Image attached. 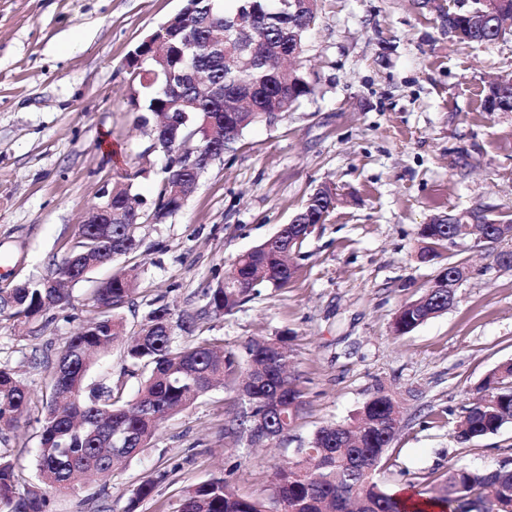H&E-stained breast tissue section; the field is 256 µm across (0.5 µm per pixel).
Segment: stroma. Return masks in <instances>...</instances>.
Masks as SVG:
<instances>
[{"label":"stroma","mask_w":512,"mask_h":512,"mask_svg":"<svg viewBox=\"0 0 512 512\" xmlns=\"http://www.w3.org/2000/svg\"><path fill=\"white\" fill-rule=\"evenodd\" d=\"M456 0H318L317 25L298 60L313 95L274 124L244 132L213 161L183 209L141 225L130 256L93 271L65 310L20 328L0 313V363L13 367L29 404L0 428L19 495L46 512H127L134 487L158 483L136 512H176L195 484L225 478L243 496L269 499L274 472L320 426L349 419L376 391L399 402L401 429L377 472L392 492L430 487L452 466L484 469L512 459V426L457 442L455 431L487 374L512 361V267L492 245L464 241L422 262L417 232L463 208L512 215V112L483 111L484 87L512 80V36L464 46L448 36ZM182 0H0V288L48 276L74 242L103 186L130 179L156 198L163 158L136 124L125 58ZM111 152H103V142ZM322 185L340 202L302 248L284 288H260L233 315L198 323V335L245 360L258 337L288 339L304 404L288 436L252 443L224 428L245 408L233 384L210 390L165 420L139 456L73 494L43 486L37 456L46 379L88 318L97 281L137 266V330L151 302L197 313L224 265L289 223ZM462 262L458 301L409 334L399 308L420 298L442 262ZM148 375L112 346L92 362L90 388L133 400Z\"/></svg>","instance_id":"obj_1"}]
</instances>
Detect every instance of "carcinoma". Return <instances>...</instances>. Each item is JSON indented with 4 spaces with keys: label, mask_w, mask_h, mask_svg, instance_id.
Wrapping results in <instances>:
<instances>
[{
    "label": "carcinoma",
    "mask_w": 512,
    "mask_h": 512,
    "mask_svg": "<svg viewBox=\"0 0 512 512\" xmlns=\"http://www.w3.org/2000/svg\"><path fill=\"white\" fill-rule=\"evenodd\" d=\"M189 5L188 13L179 12L158 27L151 41L140 42L127 59V68L138 79L131 94L139 112L137 124L149 130L152 148L165 155L185 148L176 164L166 165L153 208H145L146 202L131 192L132 184L114 182L112 242L100 238L91 224L80 228L52 273L62 277L61 287L47 289L44 280L37 279L1 288L0 312L10 310L26 324L51 309H65L71 302L69 287L112 263L110 244L119 245L123 256L132 254L139 247L137 225L182 209L210 154L233 150L244 131L261 123L260 112H277L276 121L313 93L307 74L282 62L305 51L317 0L298 12L278 0H191ZM503 14L512 15V0H462L458 9L448 10V36L465 44L492 45L506 34L500 22ZM242 44L251 63L237 69L227 56ZM186 101L196 107L184 116ZM483 110L512 112V83L490 84ZM335 207L332 189L312 193L295 214L298 223L281 225L275 236L237 256L222 279L203 289L206 304L200 314L177 317L166 306L151 309L126 350L127 361L151 367L132 403L119 391L86 390L90 354L108 349L124 333L119 311L132 300L136 268L99 281L88 302L92 318L70 336L51 372L37 459L41 481L55 491L70 492L112 471L114 463L148 447L162 420L189 407L233 372V355L218 354L215 343L202 336L178 346L177 331H194L203 316L233 314L262 284L287 286L297 272L289 257L299 253L311 235L308 225L324 223ZM474 214L473 209H463L452 213V224L420 225L421 259L435 260L438 248L447 243L479 236L495 243L512 233V221L473 226ZM426 295L430 315L448 310L447 289L431 287ZM413 305L411 301L399 310L393 323L396 333L408 334L424 323ZM253 375L258 385L251 408L235 418L237 425L255 420L275 399L280 410L269 416L266 439L288 434L303 401L301 388L288 376L284 339L251 340L243 379ZM485 388L490 396L471 403L457 431L462 443L512 424V362L494 368ZM27 404L24 385L9 365L0 364V424L15 421ZM400 427L399 407L380 388L354 417L319 427L307 446L278 468L269 501L242 497L228 481L214 478L189 488L177 512H425L427 504L440 512H512L511 459L483 470L450 468L430 490L417 492L412 503L383 488L376 474ZM164 477L160 473L143 480L132 492L128 512L150 497ZM46 502L36 493L17 496L13 463L0 456V512H44Z\"/></svg>",
    "instance_id": "carcinoma-1"
}]
</instances>
